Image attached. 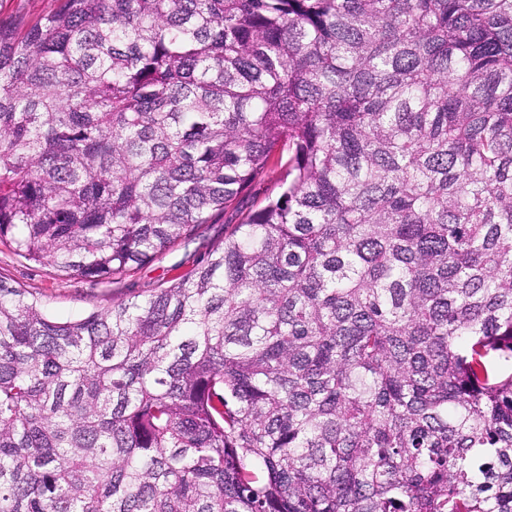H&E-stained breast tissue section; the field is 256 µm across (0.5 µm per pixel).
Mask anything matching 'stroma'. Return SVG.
I'll return each mask as SVG.
<instances>
[{
  "label": "stroma",
  "instance_id": "stroma-1",
  "mask_svg": "<svg viewBox=\"0 0 512 512\" xmlns=\"http://www.w3.org/2000/svg\"><path fill=\"white\" fill-rule=\"evenodd\" d=\"M229 227L224 214H216L201 225L189 245H177L156 261L111 283L58 275L51 267L28 261L0 246V276L6 277L38 297L53 317L66 321L111 305L113 300L145 294L171 279L186 275L197 262L224 239Z\"/></svg>",
  "mask_w": 512,
  "mask_h": 512
}]
</instances>
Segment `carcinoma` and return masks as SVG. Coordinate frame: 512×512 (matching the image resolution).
I'll return each instance as SVG.
<instances>
[{
  "label": "carcinoma",
  "mask_w": 512,
  "mask_h": 512,
  "mask_svg": "<svg viewBox=\"0 0 512 512\" xmlns=\"http://www.w3.org/2000/svg\"><path fill=\"white\" fill-rule=\"evenodd\" d=\"M0 512H512V0L0 18ZM232 214L234 217L232 211L225 216L224 213L214 215L208 224L198 228L188 246L179 244L161 259L139 267L114 283L60 276L51 267L20 258L1 245L0 275L32 292L53 317L62 321L77 319L110 306L112 299L147 294L153 288L166 286L171 279L190 273L213 246L224 240V233L233 227V224H224V220H230Z\"/></svg>",
  "instance_id": "cac0c4a2"
}]
</instances>
